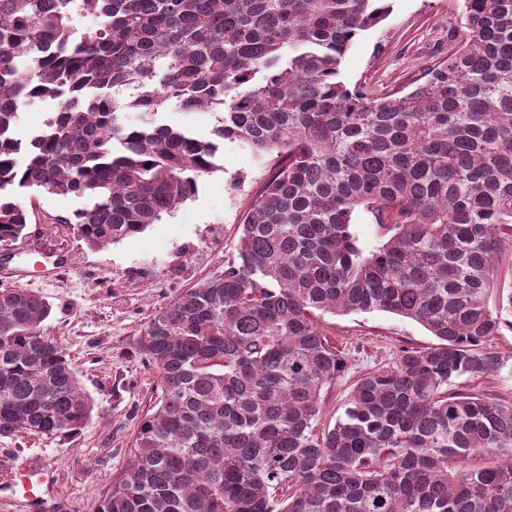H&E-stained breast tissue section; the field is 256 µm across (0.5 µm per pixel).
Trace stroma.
<instances>
[{"mask_svg":"<svg viewBox=\"0 0 512 512\" xmlns=\"http://www.w3.org/2000/svg\"><path fill=\"white\" fill-rule=\"evenodd\" d=\"M462 13L463 0H390L385 19L358 36L343 56L342 81L364 86L375 98L407 92L425 69L447 56ZM217 162L219 171L200 179L195 197L143 233L100 249L88 248L61 223L78 208L77 199L17 195L31 210V222L4 265L33 274L30 290L51 307L45 330L76 363L95 411L90 424L67 439L0 438V487L11 469L40 465L54 479L48 512H91L128 467L132 441L158 395V371L136 349L139 333L178 293L223 273L239 226L268 175L255 153L236 141H225ZM42 258L74 269L39 278L36 264ZM320 326L345 360L325 394L321 428L334 423L362 373L391 365L401 348L436 342L420 324L385 312L326 313ZM487 347L500 361L497 370L456 379L450 388L512 401V330L503 329Z\"/></svg>","mask_w":512,"mask_h":512,"instance_id":"stroma-1","label":"stroma"}]
</instances>
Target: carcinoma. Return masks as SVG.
<instances>
[{
  "instance_id": "cac0c4a2",
  "label": "carcinoma",
  "mask_w": 512,
  "mask_h": 512,
  "mask_svg": "<svg viewBox=\"0 0 512 512\" xmlns=\"http://www.w3.org/2000/svg\"><path fill=\"white\" fill-rule=\"evenodd\" d=\"M463 2L448 57L373 99L340 63L389 0H0L1 248L26 236L18 192L79 199L58 223L100 248L193 198L224 141L276 154L224 274L140 331L160 393L92 512H512V403L448 392L495 371L486 345L512 329V0ZM33 101L55 110L23 138ZM169 104L218 110L212 138L158 123ZM318 311L391 313L438 343L361 375L319 430L343 357ZM49 313L0 288V437L93 417ZM353 222V232L358 240V246L365 253H368L380 241L376 225L372 223L371 216L364 212H358Z\"/></svg>"
}]
</instances>
